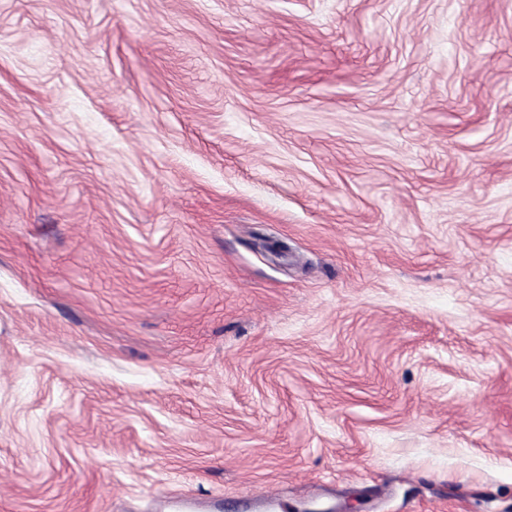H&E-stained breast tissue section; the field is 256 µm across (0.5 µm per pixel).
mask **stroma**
<instances>
[{
    "label": "stroma",
    "mask_w": 512,
    "mask_h": 512,
    "mask_svg": "<svg viewBox=\"0 0 512 512\" xmlns=\"http://www.w3.org/2000/svg\"><path fill=\"white\" fill-rule=\"evenodd\" d=\"M260 493L512 512V0H0V512Z\"/></svg>",
    "instance_id": "stroma-1"
}]
</instances>
